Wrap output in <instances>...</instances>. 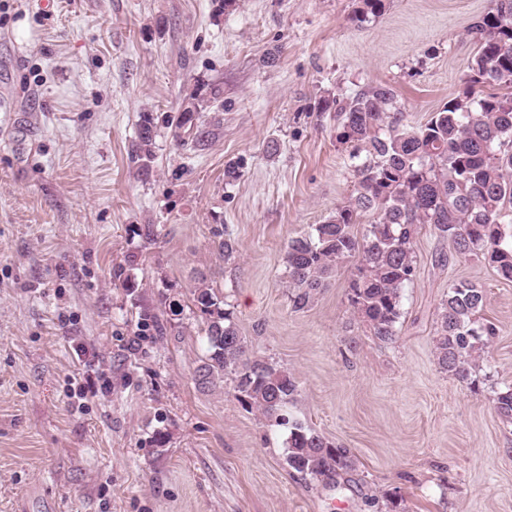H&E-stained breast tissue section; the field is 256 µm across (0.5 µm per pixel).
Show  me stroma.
<instances>
[{
  "instance_id": "1",
  "label": "stroma",
  "mask_w": 512,
  "mask_h": 512,
  "mask_svg": "<svg viewBox=\"0 0 512 512\" xmlns=\"http://www.w3.org/2000/svg\"><path fill=\"white\" fill-rule=\"evenodd\" d=\"M0 14V512H512V427L493 402L512 383V282L451 256L420 227L399 336L378 342L341 268L308 309L284 288L288 240L323 223L355 185L321 96L389 86L407 124L462 94L471 24L491 0H7ZM219 87V136L202 151L156 139V174L128 159L143 112L178 111ZM276 152H268V142ZM237 164L238 177L224 170ZM158 229L155 242L135 235ZM240 257L220 265L217 225ZM137 254L141 287L114 266ZM446 265H436L438 254ZM223 286L242 336L294 373L296 418L349 448L354 472L288 469L282 431L204 389L199 321L136 335L135 299L161 280L187 298L196 273ZM484 288L498 334L479 391L433 354L450 283ZM166 435L164 447L153 441Z\"/></svg>"
}]
</instances>
